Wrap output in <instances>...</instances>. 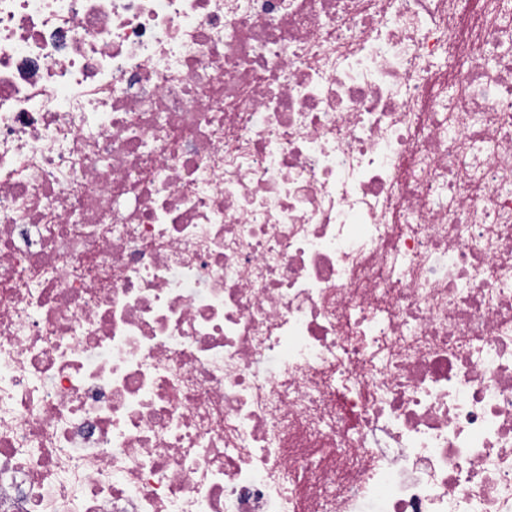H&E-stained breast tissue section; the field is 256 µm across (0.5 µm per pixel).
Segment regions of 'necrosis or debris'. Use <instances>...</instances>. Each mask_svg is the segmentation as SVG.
<instances>
[{"label":"necrosis or debris","mask_w":512,"mask_h":512,"mask_svg":"<svg viewBox=\"0 0 512 512\" xmlns=\"http://www.w3.org/2000/svg\"><path fill=\"white\" fill-rule=\"evenodd\" d=\"M0 512H512V0H0Z\"/></svg>","instance_id":"4bbe7bcc"}]
</instances>
